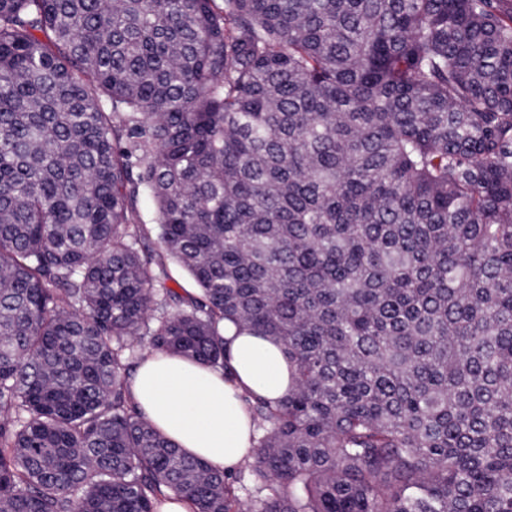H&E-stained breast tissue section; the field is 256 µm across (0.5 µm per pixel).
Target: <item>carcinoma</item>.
I'll return each instance as SVG.
<instances>
[{"mask_svg":"<svg viewBox=\"0 0 512 512\" xmlns=\"http://www.w3.org/2000/svg\"><path fill=\"white\" fill-rule=\"evenodd\" d=\"M224 323L296 378L237 478L130 394ZM171 493L512 512V0H0V512Z\"/></svg>","mask_w":512,"mask_h":512,"instance_id":"cac0c4a2","label":"carcinoma"}]
</instances>
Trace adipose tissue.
<instances>
[{
    "mask_svg": "<svg viewBox=\"0 0 512 512\" xmlns=\"http://www.w3.org/2000/svg\"><path fill=\"white\" fill-rule=\"evenodd\" d=\"M229 350L233 381L184 357L149 352L130 388L157 430L188 455L227 473L255 455L243 394L276 401L293 384L291 366L271 339L246 332L231 337Z\"/></svg>",
    "mask_w": 512,
    "mask_h": 512,
    "instance_id": "ef3b65f1",
    "label": "adipose tissue"
}]
</instances>
